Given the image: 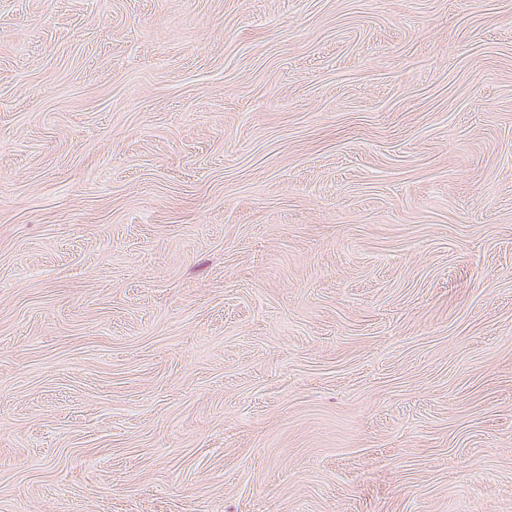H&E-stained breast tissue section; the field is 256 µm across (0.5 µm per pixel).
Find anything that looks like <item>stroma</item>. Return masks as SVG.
<instances>
[{"label": "stroma", "instance_id": "35a3bbf8", "mask_svg": "<svg viewBox=\"0 0 512 512\" xmlns=\"http://www.w3.org/2000/svg\"><path fill=\"white\" fill-rule=\"evenodd\" d=\"M0 512H512V0H0Z\"/></svg>", "mask_w": 512, "mask_h": 512}]
</instances>
